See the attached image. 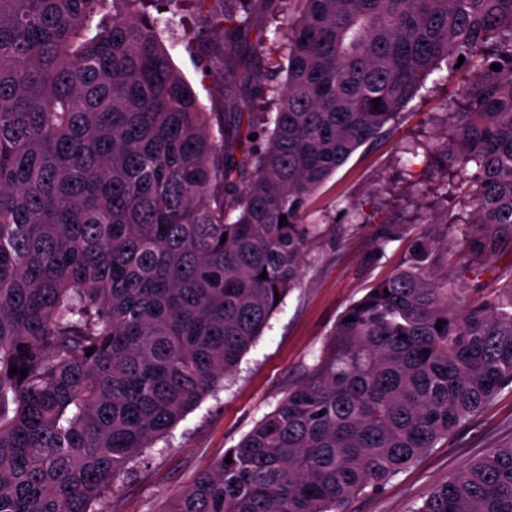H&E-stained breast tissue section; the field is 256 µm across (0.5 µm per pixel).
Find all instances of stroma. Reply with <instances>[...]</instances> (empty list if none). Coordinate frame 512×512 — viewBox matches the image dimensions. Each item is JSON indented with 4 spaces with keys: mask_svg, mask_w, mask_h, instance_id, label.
<instances>
[{
    "mask_svg": "<svg viewBox=\"0 0 512 512\" xmlns=\"http://www.w3.org/2000/svg\"><path fill=\"white\" fill-rule=\"evenodd\" d=\"M165 46L206 109L221 95L186 51L184 35L203 27L193 11H179ZM461 72L435 71L388 136L363 145L311 198L306 221L323 228L303 266V285L292 290L270 325L244 354L235 376L207 397L172 432L147 449L133 476L105 498V512H162L168 498L200 470L234 447L311 363L337 318L374 281L390 272L427 224L443 220L433 203L443 177L426 144L443 132L444 104ZM418 154H402L409 142ZM405 227L402 240L377 247L381 223ZM512 444V388L503 389L448 440L421 455L377 493L355 499L351 512H410L437 484L487 449Z\"/></svg>",
    "mask_w": 512,
    "mask_h": 512,
    "instance_id": "stroma-1",
    "label": "stroma"
}]
</instances>
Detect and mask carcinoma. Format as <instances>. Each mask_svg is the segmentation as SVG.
Here are the masks:
<instances>
[{"label":"carcinoma","mask_w":512,"mask_h":512,"mask_svg":"<svg viewBox=\"0 0 512 512\" xmlns=\"http://www.w3.org/2000/svg\"><path fill=\"white\" fill-rule=\"evenodd\" d=\"M193 2L212 112L158 0H0V512H103L300 286L321 232L308 198L461 56L430 153L463 209L164 512H348L512 386V0ZM272 14L268 45L255 21ZM402 234L382 224L379 250ZM443 238L460 252L446 279ZM411 512H512V446ZM180 8L189 10H178V14L174 18L175 27L170 33L164 34L165 38L171 37L172 40H165L164 44L171 54L175 66L192 85L200 103L208 111H213L215 104L221 98L219 81L209 74L205 75L201 63L195 62L182 43L185 33L190 35L193 31L205 26V23L189 7Z\"/></svg>","instance_id":"carcinoma-1"}]
</instances>
